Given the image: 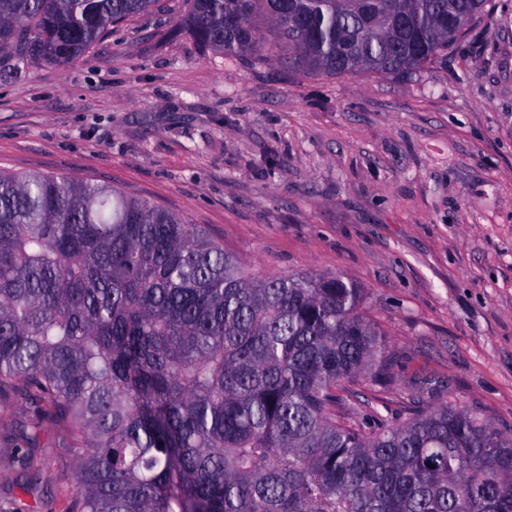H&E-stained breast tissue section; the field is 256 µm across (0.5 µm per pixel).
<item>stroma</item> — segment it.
<instances>
[{
  "label": "stroma",
  "mask_w": 512,
  "mask_h": 512,
  "mask_svg": "<svg viewBox=\"0 0 512 512\" xmlns=\"http://www.w3.org/2000/svg\"><path fill=\"white\" fill-rule=\"evenodd\" d=\"M159 0L71 67L0 79V170L120 188L266 276L339 274L393 351L365 431L457 402L512 434V0L415 75L306 77L181 31ZM74 453L0 397V512H65Z\"/></svg>",
  "instance_id": "stroma-1"
}]
</instances>
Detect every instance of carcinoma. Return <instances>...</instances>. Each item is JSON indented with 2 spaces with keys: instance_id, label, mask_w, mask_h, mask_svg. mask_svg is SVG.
I'll use <instances>...</instances> for the list:
<instances>
[{
  "instance_id": "1",
  "label": "carcinoma",
  "mask_w": 512,
  "mask_h": 512,
  "mask_svg": "<svg viewBox=\"0 0 512 512\" xmlns=\"http://www.w3.org/2000/svg\"><path fill=\"white\" fill-rule=\"evenodd\" d=\"M156 2L0 0V76L74 66ZM485 5L190 0L181 26L306 76L404 77ZM362 293L254 273L117 187L0 172V393L68 425V512H512V434L481 416L444 401L365 434L339 415L341 382L391 362Z\"/></svg>"
}]
</instances>
